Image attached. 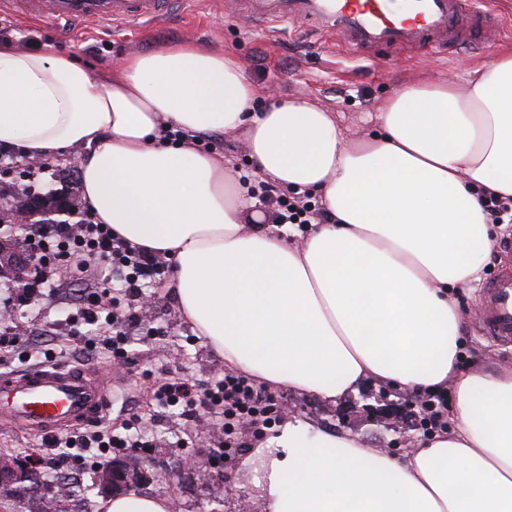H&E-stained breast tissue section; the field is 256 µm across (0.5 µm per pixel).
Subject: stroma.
<instances>
[{
    "label": "stroma",
    "instance_id": "1",
    "mask_svg": "<svg viewBox=\"0 0 512 512\" xmlns=\"http://www.w3.org/2000/svg\"><path fill=\"white\" fill-rule=\"evenodd\" d=\"M7 25L12 26L13 42L20 47L47 45L100 71L113 67L122 57L167 42H201L236 54L244 63L248 80L273 98L304 97L335 113L341 131L350 136L372 132L381 101L406 81L427 73L452 77L463 85L469 72L489 60L488 55L461 47L445 57L411 50L388 52L381 59L371 61L348 49L322 44L317 36L291 26L255 31L222 7L196 16L176 11L152 26L126 25L109 33L94 25L73 29L46 18L31 23L0 17V26ZM209 146L238 167L240 174L249 176V195L255 199L256 209L264 213L267 224H275L276 198L268 194V182L252 177L244 136L218 134L211 137ZM5 159L6 151L0 147V194L15 202L29 194H51L77 204L72 213L35 216L33 224H74L85 218V209L78 205L80 174L74 151H67L62 158L47 164L42 173L30 180L20 177L25 160L10 166ZM28 286L25 280L0 278V311L8 309L13 314L11 321H0V331L16 334L20 344L19 351L4 361L13 370L24 367L21 348L33 345L55 348L58 337L69 331L67 310L81 301L85 288L84 283L74 280L63 268L56 270L50 288L43 291L42 300L34 303L25 300ZM174 286L175 271L170 268L161 285L146 291L150 309L140 311L137 322H122L127 355L121 367L111 369L106 357L98 353L84 358L83 363L112 373L113 427L138 418L150 442L142 455L148 461L152 478L139 485V492L168 494L172 489L167 478L174 474L178 485L173 490L177 492L181 512H239L244 505L251 512H261L260 501L238 467L248 448L273 435L277 420L238 427L237 450L214 466L210 457L214 449L223 447L224 432L213 424L207 409H200L197 421L188 422L175 409L164 408L151 397V386L161 367L201 383L224 368L220 357L203 345L180 319ZM480 293L477 287L457 293L462 317L459 363L465 369L488 359L512 365V345L492 341L480 332ZM274 397L278 405L292 404L298 415L312 418L322 427L352 430L366 446L386 449L397 457L406 453L407 439L427 433L418 395L409 390H390L367 383L333 406L285 389L275 391ZM388 405L398 409L400 420L385 415L384 408ZM44 448L42 436L0 425V454L36 465L41 476L38 488L0 492V512H41L43 500L50 497L56 500V512H94L102 491L89 460L73 457L62 470L49 460L37 462L36 457ZM188 457L198 459L201 469H185L182 462Z\"/></svg>",
    "mask_w": 512,
    "mask_h": 512
}]
</instances>
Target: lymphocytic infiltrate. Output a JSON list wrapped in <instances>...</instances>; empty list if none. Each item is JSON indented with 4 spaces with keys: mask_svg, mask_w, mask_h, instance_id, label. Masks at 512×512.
<instances>
[{
    "mask_svg": "<svg viewBox=\"0 0 512 512\" xmlns=\"http://www.w3.org/2000/svg\"><path fill=\"white\" fill-rule=\"evenodd\" d=\"M32 249L37 261L52 267L54 260L70 265L71 274L86 284L83 302L69 313L67 321L73 325L70 336L73 355L104 349L108 359L120 363L126 350L122 338L114 335L122 308L121 298L112 295L113 286H120L123 296L140 294L143 281L158 273L165 265L164 257L130 246L113 235L106 224L89 220L77 224H55L48 229H37L32 237ZM121 270L120 283H113L112 270ZM95 327L94 335L78 332V325ZM154 396L161 404L177 408L186 420H194L199 407H208L215 420L224 429V446L217 449L212 464H220L233 449V434L240 424L250 423L260 417H270L275 400L244 376L222 372L206 385H198L169 370H161ZM147 442L142 436L121 438L113 435L111 422L96 424L91 431H70L66 436L47 438V448L96 451V466L108 462L113 449L143 448Z\"/></svg>",
    "mask_w": 512,
    "mask_h": 512,
    "instance_id": "f902f5d3",
    "label": "lymphocytic infiltrate"
}]
</instances>
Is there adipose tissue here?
<instances>
[{"mask_svg":"<svg viewBox=\"0 0 512 512\" xmlns=\"http://www.w3.org/2000/svg\"><path fill=\"white\" fill-rule=\"evenodd\" d=\"M350 137L305 100L262 102L242 60L192 41L105 75L50 48L0 43V146L53 162L78 149L95 223L176 262L177 311L232 368L333 405L364 383L446 393L450 425L404 458L285 414L240 468L262 512H512V367L458 363L455 292L490 251L482 195L512 198V48L467 90L425 75ZM243 131L254 173L318 193L331 216L300 241L262 226L224 159ZM97 512H173L168 495Z\"/></svg>","mask_w":512,"mask_h":512,"instance_id":"adipose-tissue-1","label":"adipose tissue"}]
</instances>
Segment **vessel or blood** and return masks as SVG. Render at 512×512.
Instances as JSON below:
<instances>
[{
  "label": "vessel or blood",
  "mask_w": 512,
  "mask_h": 512,
  "mask_svg": "<svg viewBox=\"0 0 512 512\" xmlns=\"http://www.w3.org/2000/svg\"><path fill=\"white\" fill-rule=\"evenodd\" d=\"M212 0H0V13L89 24L150 23L172 10L190 13ZM234 12L264 29L292 25L373 58L423 48L436 54L480 42L491 48L500 27L491 0H229ZM483 333L512 343V269L482 293ZM112 380L81 365H42L0 374V424L42 436L106 419Z\"/></svg>",
  "instance_id": "vessel-or-blood-1"
}]
</instances>
